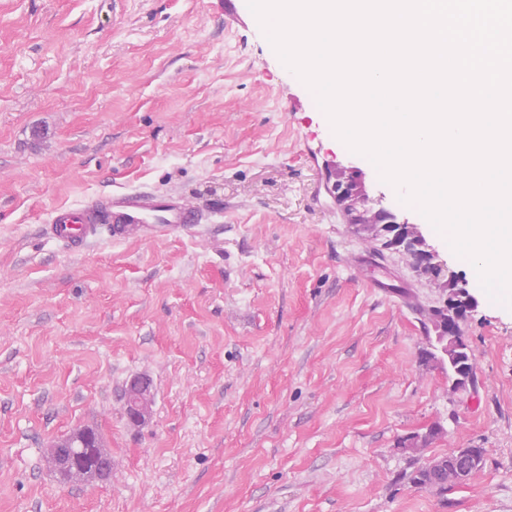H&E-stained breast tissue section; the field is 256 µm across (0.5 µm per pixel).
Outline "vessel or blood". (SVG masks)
<instances>
[{"mask_svg":"<svg viewBox=\"0 0 512 512\" xmlns=\"http://www.w3.org/2000/svg\"><path fill=\"white\" fill-rule=\"evenodd\" d=\"M198 211L174 192L118 191L54 211L46 234L71 252L84 251L107 228L114 242L187 233L200 224Z\"/></svg>","mask_w":512,"mask_h":512,"instance_id":"obj_1","label":"vessel or blood"}]
</instances>
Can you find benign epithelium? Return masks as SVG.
<instances>
[{
    "label": "benign epithelium",
    "instance_id": "benign-epithelium-1",
    "mask_svg": "<svg viewBox=\"0 0 512 512\" xmlns=\"http://www.w3.org/2000/svg\"><path fill=\"white\" fill-rule=\"evenodd\" d=\"M324 187L343 213L346 223L375 239L379 238V229H384L389 235L388 242L391 247L413 257L415 269L423 275L429 266L441 269L433 285L445 295L443 305L448 308V312L433 325L434 335L427 337V346L440 345V353L427 354L423 361H433L441 365L445 358L457 350L469 347L459 327L477 314L480 303L471 292L466 276L448 270L420 227L401 217L400 213L386 203L384 194L373 195L365 172L354 162L326 163ZM150 408V380L144 376L132 378L126 392L128 418L134 423H140L149 416ZM442 434L443 428L440 426L429 428L423 433H413L402 438L399 448L402 452L417 457L428 447L429 441ZM50 447L57 449L58 472L62 478L67 479L75 472L99 469L102 471V479H112L109 460L101 457L91 466L85 463L91 449L100 447L97 431L88 428L78 430L53 440ZM477 461L478 449L455 448L448 453L445 460L431 464L428 478L432 482H443L450 477L457 482H464Z\"/></svg>",
    "mask_w": 512,
    "mask_h": 512
}]
</instances>
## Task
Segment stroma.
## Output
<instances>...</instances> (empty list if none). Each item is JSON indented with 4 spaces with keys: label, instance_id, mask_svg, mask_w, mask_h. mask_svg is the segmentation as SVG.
Listing matches in <instances>:
<instances>
[{
    "label": "stroma",
    "instance_id": "obj_1",
    "mask_svg": "<svg viewBox=\"0 0 512 512\" xmlns=\"http://www.w3.org/2000/svg\"><path fill=\"white\" fill-rule=\"evenodd\" d=\"M225 2L0 0V512H512V309ZM350 158L469 275L474 390L419 359L435 289L328 199L322 162ZM122 190L177 192L202 224L80 254L44 235ZM435 423L429 455L485 451L443 496L397 448ZM81 427L111 481H59L49 445ZM151 382L147 377L135 376L127 385L126 412L133 423H140L150 414Z\"/></svg>",
    "mask_w": 512,
    "mask_h": 512
}]
</instances>
